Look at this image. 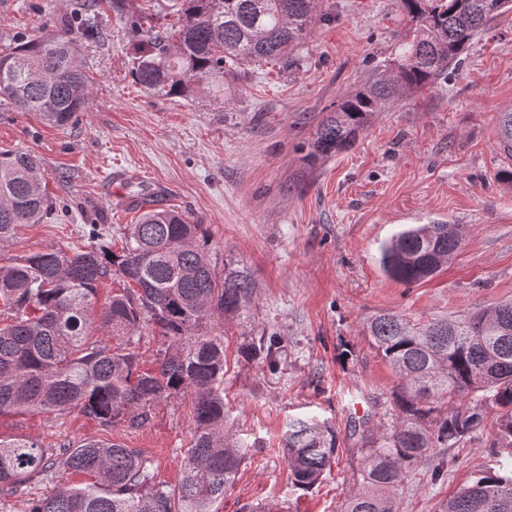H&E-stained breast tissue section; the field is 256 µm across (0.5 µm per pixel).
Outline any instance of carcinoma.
Here are the masks:
<instances>
[{"label": "carcinoma", "mask_w": 512, "mask_h": 512, "mask_svg": "<svg viewBox=\"0 0 512 512\" xmlns=\"http://www.w3.org/2000/svg\"><path fill=\"white\" fill-rule=\"evenodd\" d=\"M412 22L398 57L381 75L350 91L320 124L311 156L350 147L371 117L403 90L448 79L481 27L512 10V0H402ZM317 0H180L172 32L131 28L138 38L133 81L158 97L224 94V77L263 62L288 66L293 48L316 21ZM76 31L22 39L0 51V103L66 129L90 103ZM498 144L512 154V112L499 113ZM29 151L0 154V245L24 224L54 213ZM462 238L452 224L410 225L380 246L391 278L414 284L432 278L454 257ZM123 278V291L93 314L97 284ZM256 293L249 272L230 264L217 277L206 230L173 208L140 213L125 227L121 249L95 246L73 254L51 246L0 262V415L77 410L110 427L147 426L154 405L187 391L195 395L194 434L177 489L155 481L152 461L137 448L83 439L48 448L22 435L0 437V512H218L241 455L224 439V343L211 325L238 314ZM160 329L154 372L139 370L131 342L146 323ZM117 345L91 340L95 328ZM372 345L399 379L393 424L370 414L351 420L361 453L362 487L341 512H396L392 490L432 448H450L491 423L492 452L512 460V302L456 318L414 324L395 314L367 323ZM276 341L247 349L273 363ZM335 429L316 417L288 424L284 448L294 487L321 483L336 457ZM56 468L88 481L33 496L31 481ZM438 512H512V468L475 476Z\"/></svg>", "instance_id": "obj_1"}]
</instances>
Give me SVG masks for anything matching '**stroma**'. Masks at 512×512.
<instances>
[{
	"label": "stroma",
	"instance_id": "1",
	"mask_svg": "<svg viewBox=\"0 0 512 512\" xmlns=\"http://www.w3.org/2000/svg\"><path fill=\"white\" fill-rule=\"evenodd\" d=\"M0 0V49L88 18L77 49L89 77L87 111L68 129L0 106V153L42 160L54 216L23 226L0 253L57 246L79 252L135 223L109 187L130 170L127 193L153 183L170 206L204 225L207 249L247 270L254 300L220 323L224 410L242 463L220 512H340L360 489V454L349 423L358 413L390 423L397 379L372 347L369 318L414 323L457 317L512 299V155L497 145L498 115L512 111V12L487 21L458 70L400 95L353 144L317 160L319 124L347 92L394 59L409 28L400 0H319L310 38L288 68L259 64L221 98H162L131 77L136 17L176 24L175 0ZM447 220L463 232L455 259L430 280L389 278L379 247L408 224ZM280 342L276 365L247 358L260 337ZM194 397L155 404L144 428H109L80 414L0 417V436L47 445L109 439L140 449L157 482L177 488L194 433ZM330 422L338 454L309 491L291 484L283 448L290 418ZM488 431L434 448L393 492L398 512H435L440 501L495 467Z\"/></svg>",
	"mask_w": 512,
	"mask_h": 512
}]
</instances>
